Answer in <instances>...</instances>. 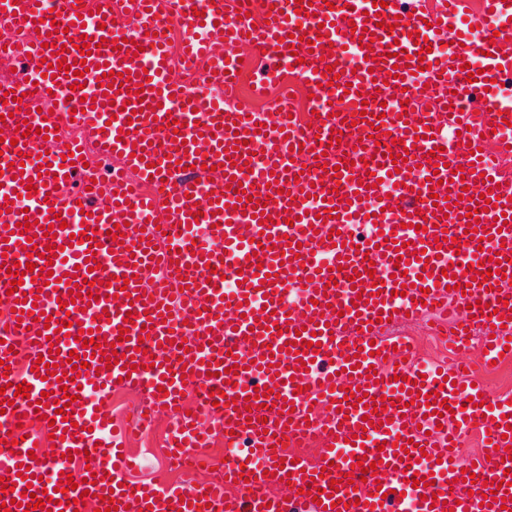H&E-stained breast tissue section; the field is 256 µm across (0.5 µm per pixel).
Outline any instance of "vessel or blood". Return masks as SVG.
Segmentation results:
<instances>
[{"instance_id": "obj_1", "label": "vessel or blood", "mask_w": 512, "mask_h": 512, "mask_svg": "<svg viewBox=\"0 0 512 512\" xmlns=\"http://www.w3.org/2000/svg\"><path fill=\"white\" fill-rule=\"evenodd\" d=\"M95 0L96 12L82 13L79 0H0V48L26 61L30 79L6 82L0 90L22 101L0 104V376L7 403L0 414V476L21 495L11 512H24L31 494L50 490L51 512H73V498L105 512H512V485H504L499 444L512 446V405L477 396L473 375L499 360L512 341V184L491 154L476 155L492 136L498 149L512 146V127L502 120L512 97L501 92L512 74V0H482L479 14L463 19L464 0H448L440 11L404 15L403 0ZM130 12L142 32L133 36L139 54L113 50L117 20ZM62 32H53L51 13ZM467 21L459 44L443 46V34ZM188 28L181 46L185 63L200 65L201 82L189 88L175 72L165 35L172 22ZM304 31L306 40L289 44ZM418 31L433 51L421 54L410 37ZM101 39L88 57L78 50L83 36ZM371 47L361 46V39ZM70 53H62V45ZM262 53L265 79L289 74L306 82L315 118L281 100L271 112L242 106L232 76L240 70L235 50ZM58 67L44 77L41 60ZM85 60L84 77L74 76ZM427 70H418L419 60ZM339 64L338 85H325L324 65ZM471 65L474 77L463 67ZM125 72L119 89L102 90L104 70ZM396 78H388L389 70ZM91 93H83V85ZM345 101L337 111L336 101ZM182 127L172 131V121ZM74 123L111 160L108 174L83 159L63 164L77 140H62L57 128ZM37 136H29V129ZM342 141L331 144L330 135ZM378 140H371V133ZM402 140L407 161L392 163L381 142ZM185 149H178V142ZM48 174H41V167ZM463 176H453L455 168ZM439 175L440 186L430 178ZM241 181L252 195L245 209L228 191ZM34 195H27V187ZM200 218H193V208ZM337 215L325 219L327 209ZM477 210L469 222L467 210ZM67 226L55 228L56 219ZM32 220L29 229L23 220ZM122 224V241L109 235ZM425 231H417V224ZM179 234H171L172 225ZM205 225L204 240L196 228ZM475 234H468V227ZM54 237H47V230ZM90 229L96 237L71 247L70 234ZM457 248L437 246L442 233ZM39 247H62L51 266L55 279L38 276L10 291L9 267L26 261L29 236ZM98 270L88 271V254ZM258 254L255 269L248 257ZM500 255V269L487 286L471 285L466 271ZM374 274L364 272L366 260ZM242 272L244 284L222 288L227 274ZM74 282H65L68 273ZM466 291L451 289V282ZM96 315L100 354L77 341L82 312ZM431 314L449 333L451 362L422 365L411 341L386 334L387 324ZM131 318L128 339L119 325ZM52 335H43L44 326ZM481 336V358L466 362L471 333ZM315 340L319 351L306 350ZM52 357L60 372H72L70 351L86 364L77 380L61 386L39 357ZM123 358L107 367L105 355ZM238 366L234 378L225 370ZM143 390L136 425L147 424L163 407L176 411L168 448L181 462L201 469L213 432L235 434L244 447L238 462L219 479L132 483V456L108 414L118 378ZM424 379L420 398L413 382ZM199 389L182 411L186 382ZM26 384L29 396H16ZM355 385L385 397L387 409L369 414L345 401ZM270 387L264 400L257 389ZM232 406H214L212 389ZM438 392L450 410L433 415L425 397ZM76 395L59 408L64 394ZM45 412H38L39 403ZM64 420H57V413ZM52 423L53 455L37 448V435L22 426ZM372 426L361 430L363 419ZM484 441L474 462H455L470 433ZM413 440L397 457L396 440ZM320 441L317 463L276 467L289 449ZM376 462V475L353 486L339 481L358 457ZM254 473L251 483L240 471ZM473 473L474 482L462 479ZM434 485L412 486L413 476ZM337 491H330L331 480ZM77 482L68 490V482ZM328 489L321 503L311 490ZM113 503H106V496Z\"/></svg>"}]
</instances>
